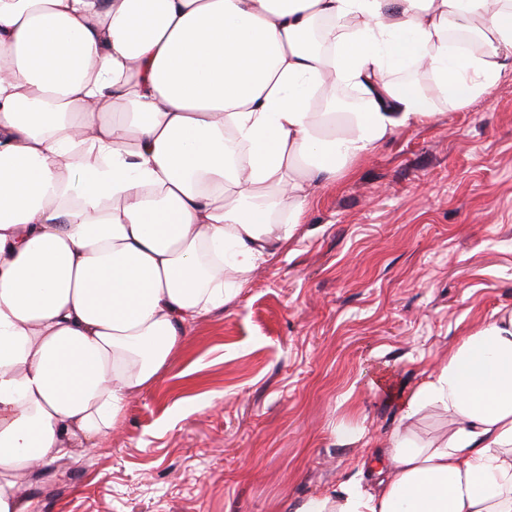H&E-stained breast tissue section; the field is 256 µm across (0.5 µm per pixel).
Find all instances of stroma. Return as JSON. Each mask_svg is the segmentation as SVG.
Masks as SVG:
<instances>
[{"instance_id":"obj_1","label":"stroma","mask_w":512,"mask_h":512,"mask_svg":"<svg viewBox=\"0 0 512 512\" xmlns=\"http://www.w3.org/2000/svg\"><path fill=\"white\" fill-rule=\"evenodd\" d=\"M512 312V56L316 187L303 224L192 323L122 424L25 479L40 512H275L347 480L395 393Z\"/></svg>"}]
</instances>
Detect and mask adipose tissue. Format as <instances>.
Wrapping results in <instances>:
<instances>
[{"label":"adipose tissue","mask_w":512,"mask_h":512,"mask_svg":"<svg viewBox=\"0 0 512 512\" xmlns=\"http://www.w3.org/2000/svg\"><path fill=\"white\" fill-rule=\"evenodd\" d=\"M506 51L507 0H0V512H39L20 480L117 428L322 181L432 118V90L481 97ZM417 67L430 86L398 79ZM431 406L448 433L396 429L374 488L278 512H512V314L403 418Z\"/></svg>","instance_id":"1"}]
</instances>
